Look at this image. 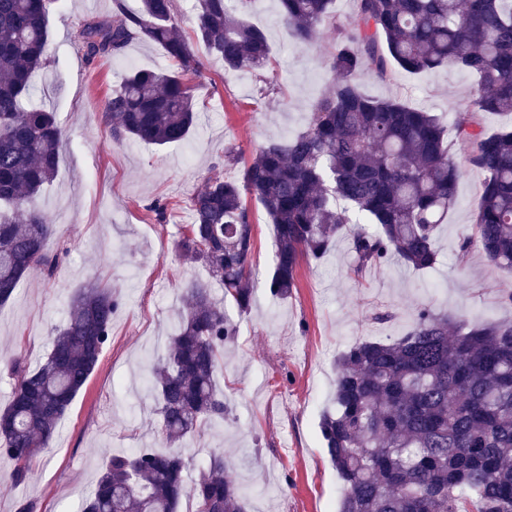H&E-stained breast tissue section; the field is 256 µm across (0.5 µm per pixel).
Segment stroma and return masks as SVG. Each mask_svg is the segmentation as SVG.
Masks as SVG:
<instances>
[{"label":"stroma","instance_id":"stroma-1","mask_svg":"<svg viewBox=\"0 0 512 512\" xmlns=\"http://www.w3.org/2000/svg\"><path fill=\"white\" fill-rule=\"evenodd\" d=\"M175 4L183 37L202 54V75L191 80L199 123L185 142L163 147L113 143L103 111L128 69L168 67L164 49L139 41L121 58H88L74 32L82 22L111 18L112 0H60L49 20V64L33 98L56 112L63 143L57 175L33 205L53 227L51 251L59 259L54 270L40 267L23 279L0 306V409L15 384L5 360L19 354L28 366L42 362L77 288L99 281L114 288L122 304L99 364L50 448L34 458L25 482L0 479V512H17L24 502L34 512H81L109 457L164 449L147 383L150 366L177 325L183 284L211 283L204 266L182 262L174 251L191 222L187 197L205 177L232 175L224 164L228 146L247 161L268 140L303 129L313 103L332 84V30L322 28L312 45L298 43L275 0L232 4L267 31L269 61L257 74L225 73L223 61L204 54L197 41L195 0ZM358 81L369 96L405 100L448 125L474 93L472 76L452 67L427 75L399 70L386 80L366 70ZM265 82L271 89L263 94ZM453 154L463 175L435 239L440 263L424 272L392 260L356 277L351 240L343 237L320 261L301 262L291 295L273 298L265 286L273 227L262 205L247 196L254 224L250 311L240 312L223 287L211 283L238 329L224 353L221 381L231 414L180 441L188 477L217 450L233 459L231 476L248 512H337L343 482L319 434L322 414L333 407L337 355L356 341L402 335L421 308L467 322L512 319L506 299L512 277L479 250L459 252L484 174L469 165L467 144L456 143ZM158 199L173 206L162 222L148 210Z\"/></svg>","mask_w":512,"mask_h":512}]
</instances>
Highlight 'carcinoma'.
<instances>
[{"label":"carcinoma","instance_id":"carcinoma-1","mask_svg":"<svg viewBox=\"0 0 512 512\" xmlns=\"http://www.w3.org/2000/svg\"><path fill=\"white\" fill-rule=\"evenodd\" d=\"M59 0H0V305L48 262L52 227L32 207L58 169L63 137L56 115L31 104L35 76L48 65L49 18ZM333 0H278V15L309 45L329 23L336 34L332 87L316 100L306 127L261 146L240 178L203 180L188 198L193 223L176 243L184 260L204 265L239 309L252 296L253 224L243 193L263 206L274 229L267 286L283 299L302 259L318 260L351 216L374 225L351 235L358 276L398 258L414 270L437 263L434 239L455 203L462 176L451 146L469 145L484 173L471 233L512 275V126L493 132L480 118L512 112V0H357L336 23ZM197 38L226 72H257L269 60L267 34L226 4L197 0ZM86 54L119 56L135 41L161 45L163 71L131 69L104 107L113 142L182 143L195 125L189 77L200 56L179 33L175 0H113L112 19L76 31ZM455 67L475 78L472 99L448 126L401 99L366 95L364 70L384 80L395 69L429 74ZM165 356L151 365L157 436L174 443L224 421L230 407L217 386L236 325L211 288L190 282ZM118 300L89 282L71 296L66 321L35 368L17 367L10 403L0 410V458L26 480L31 460L50 447L62 418L96 369ZM335 409L320 420L324 448L343 481L338 512H512V322L467 323L418 311L393 341H358L338 356ZM174 451L133 449L112 456L82 512H247L231 461L210 455L192 483Z\"/></svg>","mask_w":512,"mask_h":512}]
</instances>
